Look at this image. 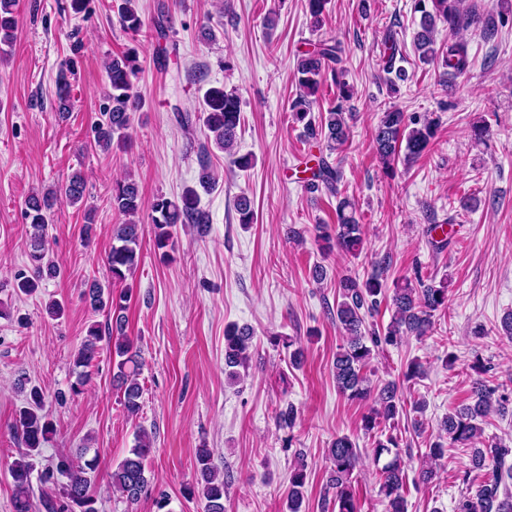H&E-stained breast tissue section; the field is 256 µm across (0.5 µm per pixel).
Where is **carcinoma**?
<instances>
[{"mask_svg":"<svg viewBox=\"0 0 512 512\" xmlns=\"http://www.w3.org/2000/svg\"><path fill=\"white\" fill-rule=\"evenodd\" d=\"M465 2L414 0V11L420 13L419 30L414 38L418 58L424 63L442 67V75L452 78L466 74L471 67L468 42L458 33L471 26L477 20V14L472 8L465 7ZM118 22L123 28L134 32L144 26L134 0H123L119 5ZM17 24V0H0V52L5 55L14 42ZM440 24L448 26V43L437 48L434 33ZM381 46L382 71L394 75L398 81H405V69L396 65L398 49L393 35H386ZM339 52L338 43L322 41L297 53L296 93L290 104V112L294 123L302 126L306 142L319 150L315 165L307 168L310 176L302 179L304 189L309 193L324 189L336 196L337 224L331 232L325 227L320 228L318 239L328 241L333 237L342 249L355 252L363 243L364 225L357 219L354 201L338 189V169L328 162V158L349 139L348 113L343 103L350 100L352 91L344 79L343 69L338 67L341 63ZM105 69L109 80L107 103L103 107L102 120L94 127L93 147L110 153L114 148L125 149L131 141L132 120L140 105L136 91V81L141 72L137 49L130 48L110 57L105 62ZM328 81L336 85L338 103L315 116L314 105L322 86ZM56 86L59 114L63 117L69 112L68 69L60 70ZM202 112L200 120L211 144L225 153L229 163L238 169L246 171L254 167L253 156H238L235 152L241 127L240 97L232 92L211 89L206 93ZM435 126V121L428 117L408 114L398 108L387 109L381 114L372 135L377 159L388 168L399 160L409 164L429 147L435 135ZM198 183L204 189H210L216 183L210 161L205 156L199 161ZM85 191V177L74 172L64 182L33 193L26 199L24 218L32 228L26 248L32 273L17 276V290L20 293L30 295L42 280L56 277L58 267L48 258L49 245L45 233L48 216L61 203L74 206L81 202ZM141 207L140 186L135 178L129 176L112 186V209L123 217V221L113 228L112 246L106 257V279L102 282L92 281L82 293L91 311L107 312L110 323L107 324L105 337L96 326L87 331L73 359L78 378L71 386L73 394L83 392L87 384V374L83 369L97 359L100 342L107 341V349L116 368L113 383L123 392V405L131 417L138 415L141 408L143 387L139 376L142 358L127 335L124 311L131 291L128 279L142 260L144 227L137 219ZM236 210L240 223L253 222V200L248 195L243 193L237 197ZM151 211L154 250L163 262L173 260L170 251L175 248L179 227L196 224L202 229L209 224V216L199 207V194L193 188L185 190L177 199L156 197ZM336 288L338 300L333 316L346 336V342L339 348L334 361L337 388L351 400L372 399L369 411L363 416L362 426L365 432L377 434L383 425L400 416L404 402L396 382L387 381L375 387L370 385L365 369L373 351L383 345H397L405 336L422 338L430 334L435 312L447 307V282L442 280L437 283L432 279L427 284L418 271L415 272V280L404 279L403 283L396 285L391 297L393 318L381 331L367 330L364 318L365 313L376 309L386 298L379 275L374 273L363 280L356 276L341 278L336 282ZM252 340L253 333L247 327L232 325L224 329V366L228 368L229 379L236 377L233 368L248 360ZM498 391L499 387L491 386L483 379L473 381V403L441 421L436 440L426 453V466L420 469L422 482L428 483L433 479V465L444 457L446 448L467 445L482 435L489 416L503 408L505 397ZM43 399L40 389L31 388L27 406L19 410L13 423V429L21 434L25 445L19 457L9 464L14 486V512H30L33 460L54 432L53 423L41 414ZM152 452L153 439L142 429L136 433L133 448L112 472L113 492L129 503L138 501L149 491L146 461ZM511 454L512 448L498 443L473 449L470 459L472 468H490L492 476L479 483L474 494L462 501L460 512H512V494L500 491L505 479L512 480V467L504 468L505 458ZM373 455L375 463L382 464L379 491L387 499V512H406L403 496L405 464L398 437L388 434L385 439L377 440ZM327 459L336 512H361V504L351 485V476L360 460L356 443L348 436L336 437L327 449ZM197 464L199 477L196 484L185 488V494L202 497L205 512H224V477L212 463L208 449L203 448L198 452ZM97 467L96 454L77 462L66 456L59 457L55 467L44 472V482L60 484L57 495L42 500L45 512H99L97 499L90 493L91 474ZM59 475L64 478L61 483L57 479ZM306 479L305 465H296L290 476L288 512H300Z\"/></svg>","mask_w":512,"mask_h":512,"instance_id":"1","label":"carcinoma"}]
</instances>
